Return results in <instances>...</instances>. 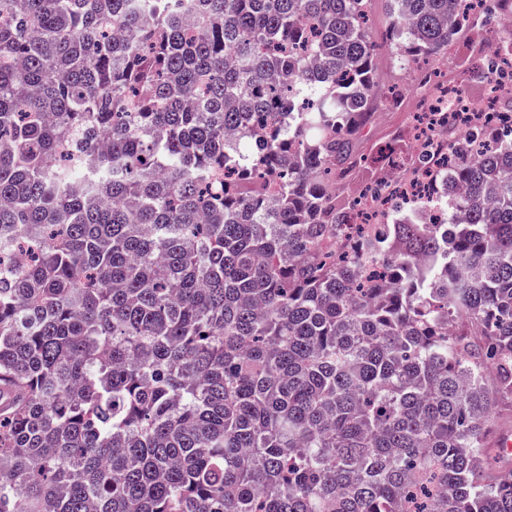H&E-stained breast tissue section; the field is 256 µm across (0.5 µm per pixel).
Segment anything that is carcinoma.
<instances>
[{
	"mask_svg": "<svg viewBox=\"0 0 512 512\" xmlns=\"http://www.w3.org/2000/svg\"><path fill=\"white\" fill-rule=\"evenodd\" d=\"M370 0H0V512H512V139L341 201ZM407 66L512 0H385ZM401 172L394 176L390 174L382 185V191L376 197H367L363 209L368 211L377 222L387 214L390 203L393 199L406 198L407 200L430 202L435 197L433 189L434 182L424 179L423 173L415 169H399Z\"/></svg>",
	"mask_w": 512,
	"mask_h": 512,
	"instance_id": "carcinoma-1",
	"label": "carcinoma"
}]
</instances>
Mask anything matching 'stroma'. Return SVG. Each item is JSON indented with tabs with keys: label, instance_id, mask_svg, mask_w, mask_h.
I'll return each instance as SVG.
<instances>
[{
	"label": "stroma",
	"instance_id": "1",
	"mask_svg": "<svg viewBox=\"0 0 512 512\" xmlns=\"http://www.w3.org/2000/svg\"><path fill=\"white\" fill-rule=\"evenodd\" d=\"M498 33L493 28L462 30L447 53L429 59L412 69L401 68L390 47L380 48L376 66L381 88L397 87L401 94L398 109L379 112L370 129L359 141L358 151L366 157H376L382 149L396 144L399 137L409 136L411 126L420 105L413 93L415 83L421 77H429L433 91L447 89L464 92L471 100L484 101L487 97V82L476 75V67L482 66V55L472 52L475 43L485 49H493Z\"/></svg>",
	"mask_w": 512,
	"mask_h": 512
}]
</instances>
